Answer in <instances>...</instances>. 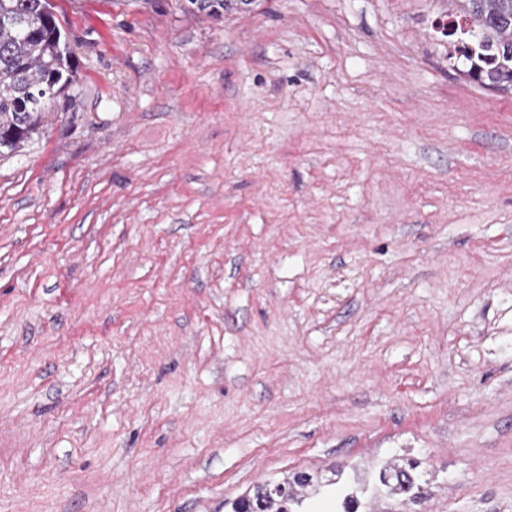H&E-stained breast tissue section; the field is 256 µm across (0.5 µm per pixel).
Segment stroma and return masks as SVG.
<instances>
[{"label": "stroma", "mask_w": 512, "mask_h": 512, "mask_svg": "<svg viewBox=\"0 0 512 512\" xmlns=\"http://www.w3.org/2000/svg\"><path fill=\"white\" fill-rule=\"evenodd\" d=\"M0 155V512H231L411 449L512 512V89L449 0H51ZM52 9L49 0H0V148L9 152L40 134L54 93L73 82ZM187 10L207 17L221 18L224 15L249 11L254 0H187ZM313 476L305 473L299 477L298 473L284 477L282 480L269 482L258 487L253 496L245 495L234 501L232 512H298L293 508L302 507L307 495V488L313 485Z\"/></svg>", "instance_id": "35a3bbf8"}]
</instances>
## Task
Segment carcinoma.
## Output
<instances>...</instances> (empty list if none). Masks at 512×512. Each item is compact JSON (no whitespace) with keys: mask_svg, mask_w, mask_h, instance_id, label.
I'll list each match as a JSON object with an SVG mask.
<instances>
[{"mask_svg":"<svg viewBox=\"0 0 512 512\" xmlns=\"http://www.w3.org/2000/svg\"><path fill=\"white\" fill-rule=\"evenodd\" d=\"M456 19L442 26L457 38L467 76L486 88H512V0H453ZM254 0H187V10L221 18ZM49 0H0V148L10 152L40 134L42 113L73 82L70 52L57 34ZM313 476L296 473L258 487L232 512H292L302 507Z\"/></svg>","mask_w":512,"mask_h":512,"instance_id":"cac0c4a2","label":"carcinoma"}]
</instances>
